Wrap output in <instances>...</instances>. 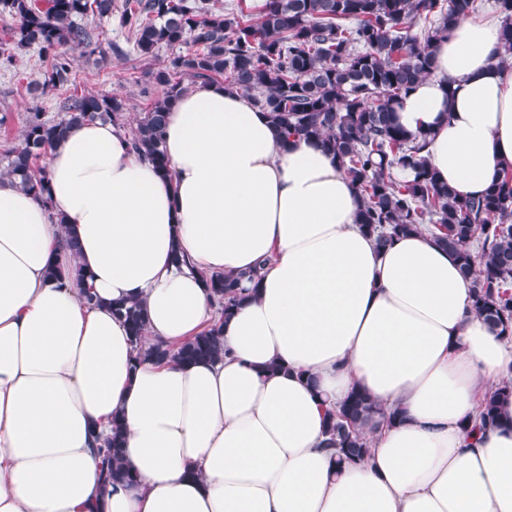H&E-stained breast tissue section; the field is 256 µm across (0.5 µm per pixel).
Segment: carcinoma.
Masks as SVG:
<instances>
[{
	"instance_id": "cac0c4a2",
	"label": "carcinoma",
	"mask_w": 512,
	"mask_h": 512,
	"mask_svg": "<svg viewBox=\"0 0 512 512\" xmlns=\"http://www.w3.org/2000/svg\"><path fill=\"white\" fill-rule=\"evenodd\" d=\"M482 0H265L257 15L226 16L211 0H0V17L11 18L8 38L0 41V63H14L13 51L37 50L49 65L40 94L68 80L71 54L81 48L105 60L126 57L119 44L104 49L77 19L119 14V26L140 60L162 46L177 52L168 63L147 71L162 96L130 130L134 150L168 172L164 151L167 104L188 85L221 80L253 96L286 140L303 137L338 159L357 184L362 204L358 223L387 246L400 235L427 227L453 253L461 271L473 277V310L492 329L508 335L512 327V169L485 194L463 198L442 183L421 155L428 134H409L398 122L402 96L428 75L433 47L462 15ZM501 15V63L512 60V0H495ZM122 99L107 94L71 93L59 100V116L35 107L27 113L20 142L0 154V178L44 202L48 197V156L71 128L95 121L125 125ZM477 245L478 251L472 250ZM241 277L216 275L207 281L224 315L242 299ZM135 348H141L146 318L135 300L114 304ZM147 355L162 362L215 361L223 358L220 329L202 330L178 349L156 346ZM512 397L506 379L482 403L481 426L506 422L501 407ZM399 418L370 396L355 390L326 416L327 445L338 461L356 463L368 453L363 430ZM122 429L99 456L105 483L134 482L122 462Z\"/></svg>"
}]
</instances>
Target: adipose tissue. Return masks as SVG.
I'll return each mask as SVG.
<instances>
[{
  "label": "adipose tissue",
  "instance_id": "ef3b65f1",
  "mask_svg": "<svg viewBox=\"0 0 512 512\" xmlns=\"http://www.w3.org/2000/svg\"><path fill=\"white\" fill-rule=\"evenodd\" d=\"M501 54L498 19L461 17L397 109L462 197L512 168ZM165 150L167 175L96 121L50 150L51 206L0 180V512H512V401L470 431L512 338L476 317L456 256L424 231L378 247L336 160L223 84L171 101ZM255 269L219 318L204 274ZM123 300L148 347L222 323L223 358L139 357ZM355 389L403 419L339 469L325 411ZM116 416L129 486L96 454ZM113 311L126 321L132 342L140 354L142 339L146 331V318L141 304L135 300L116 302Z\"/></svg>",
  "mask_w": 512,
  "mask_h": 512
}]
</instances>
